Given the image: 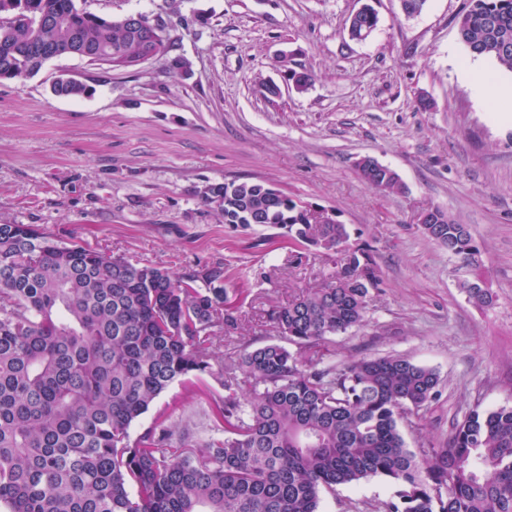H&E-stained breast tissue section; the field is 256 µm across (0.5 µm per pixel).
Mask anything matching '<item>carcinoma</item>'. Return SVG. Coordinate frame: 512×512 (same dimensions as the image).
<instances>
[{
	"label": "carcinoma",
	"mask_w": 512,
	"mask_h": 512,
	"mask_svg": "<svg viewBox=\"0 0 512 512\" xmlns=\"http://www.w3.org/2000/svg\"><path fill=\"white\" fill-rule=\"evenodd\" d=\"M458 34L470 55L512 69V0H468ZM375 12L349 25L356 40ZM139 33L76 0H0V80L43 65L33 49L93 60L140 47ZM54 94L88 86L56 82ZM381 191L387 171L358 167ZM225 224H272L328 259L333 274L269 313L292 352L264 343L224 368L213 339L234 322L221 267L174 275L62 244L30 224H0V512H319L324 492L383 476L399 486L385 512H512V407L474 410L448 444L417 454L400 423L437 395L439 377L399 355L336 365L321 342L366 321L380 269L344 224H316L264 182H224ZM425 235L472 264L479 252L454 221ZM224 388L210 437L171 439L163 421L130 428L177 380Z\"/></svg>",
	"instance_id": "1"
}]
</instances>
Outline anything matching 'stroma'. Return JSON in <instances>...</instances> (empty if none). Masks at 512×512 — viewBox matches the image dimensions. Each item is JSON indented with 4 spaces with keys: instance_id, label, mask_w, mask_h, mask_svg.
Listing matches in <instances>:
<instances>
[{
    "instance_id": "stroma-1",
    "label": "stroma",
    "mask_w": 512,
    "mask_h": 512,
    "mask_svg": "<svg viewBox=\"0 0 512 512\" xmlns=\"http://www.w3.org/2000/svg\"><path fill=\"white\" fill-rule=\"evenodd\" d=\"M104 18L160 16L183 79L165 58L110 71L75 56L0 81V224H35L60 242L106 249L176 274L221 266L239 290L237 323L216 337L224 365L279 341L268 313L331 272L279 229L224 224L206 187L264 182L334 214L352 242L370 245L383 284L363 326L329 337L342 364L401 354L434 369L438 395L400 429L412 451L447 443L472 410L512 407V123L499 121L459 67L467 0H78ZM378 15L364 40L348 35L363 5ZM308 70L296 91L285 69ZM74 77L80 98L51 86ZM433 102L421 110L417 100ZM399 177L401 190L366 186L359 158ZM467 225L477 267L426 237L421 211ZM482 277L478 306L465 286ZM223 388L208 377L174 383L132 435L165 419L175 437L211 436ZM397 487L376 476L339 485L320 512H383Z\"/></svg>"
}]
</instances>
